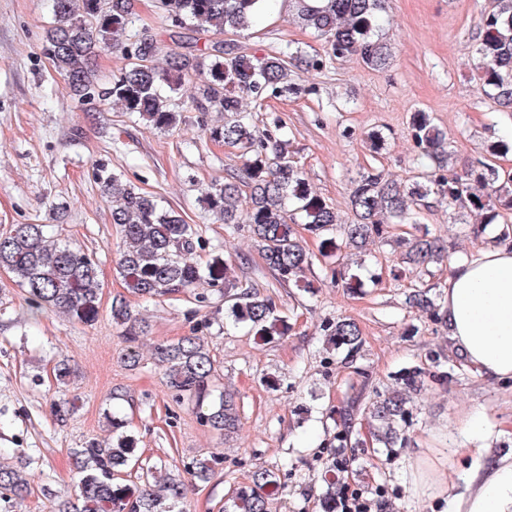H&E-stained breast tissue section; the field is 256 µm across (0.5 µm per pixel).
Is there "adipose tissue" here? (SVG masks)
<instances>
[{"label":"adipose tissue","instance_id":"1","mask_svg":"<svg viewBox=\"0 0 512 512\" xmlns=\"http://www.w3.org/2000/svg\"><path fill=\"white\" fill-rule=\"evenodd\" d=\"M442 313L455 346L482 375L512 378V249L490 246L458 261L445 284ZM445 512H512V460L479 465Z\"/></svg>","mask_w":512,"mask_h":512}]
</instances>
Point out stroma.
Wrapping results in <instances>:
<instances>
[{
  "instance_id": "1",
  "label": "stroma",
  "mask_w": 512,
  "mask_h": 512,
  "mask_svg": "<svg viewBox=\"0 0 512 512\" xmlns=\"http://www.w3.org/2000/svg\"><path fill=\"white\" fill-rule=\"evenodd\" d=\"M484 0H386L381 34L392 50L385 69L375 71L348 57L319 70L301 72L302 94L247 103L251 123L282 125L312 190L342 221L352 218L350 182L359 169L385 168L394 178L411 179L417 150L409 133L413 113L426 112L447 131L454 162L484 157L495 136L512 128V117L495 111L472 78L476 22ZM52 20L51 0H0V233L14 224H44L51 236L77 244L98 265L102 283L94 324L53 312L31 311L24 291L0 275V460L28 462L31 493L24 501L0 498V512H56L57 498L77 482L68 451L109 435L103 409L113 389L126 391L121 408L137 439V465L122 473L136 483L142 469L164 463L184 473L199 459H217L207 483L194 485L182 512H223L229 491L247 481L256 466L277 468L293 461L285 490L271 512H309L325 491L321 457L343 427L348 406L364 405L396 386L398 375L420 369L422 386L409 420V442L382 451L366 422L354 420L349 480L380 499L372 512H440L441 498L464 491L468 448L512 455V379L476 374L456 349L444 323H433L405 304L406 294L430 283H445L447 266L430 274L401 270L397 239L408 227L393 225L390 241L370 246L352 273L360 288H341L330 278L320 239L307 238L314 260L301 284L279 285L246 234L228 235L200 201L202 185L242 174L243 160L209 138L223 123L215 112L197 111V91L186 85L178 104L181 121L164 131L145 120L129 121L107 101L82 102L66 87L40 45ZM239 51L261 57L289 43L312 56L324 48L297 17L295 0L252 29L227 35ZM381 131L375 150L366 138ZM105 165L132 181L165 208L197 225L206 243L199 262L223 260L239 288L271 296L281 311L277 333L262 343L246 331L211 327L203 336L219 365L217 385L235 391L240 423L230 436L201 425L187 405L176 403L161 368L143 353L137 369L121 361L124 344L112 323V298L125 294L116 272L118 235L112 204L96 182ZM433 233L455 259L491 243L499 233L482 234L453 224L448 210L432 204L425 215ZM377 274L378 283L368 281ZM222 305L207 284L162 300L131 298L150 325L152 342L190 333L196 294ZM347 318L360 328L363 347L355 357L328 350L323 327ZM68 358L70 385L53 374L57 359ZM75 399L76 408L59 416L56 405ZM483 417L481 434L465 427L471 414ZM436 467L440 479L427 497L412 496V465Z\"/></svg>"
}]
</instances>
